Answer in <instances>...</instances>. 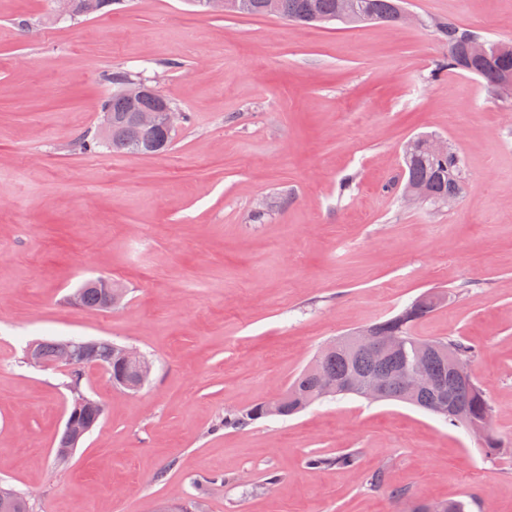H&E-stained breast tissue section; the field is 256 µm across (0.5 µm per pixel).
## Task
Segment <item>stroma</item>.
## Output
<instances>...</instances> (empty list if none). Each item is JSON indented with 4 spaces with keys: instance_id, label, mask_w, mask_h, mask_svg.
I'll return each mask as SVG.
<instances>
[{
    "instance_id": "obj_1",
    "label": "stroma",
    "mask_w": 512,
    "mask_h": 512,
    "mask_svg": "<svg viewBox=\"0 0 512 512\" xmlns=\"http://www.w3.org/2000/svg\"><path fill=\"white\" fill-rule=\"evenodd\" d=\"M406 3L409 25L310 27L188 0L58 23L53 0H0V486L33 512H409L467 497L512 512V100L435 69L436 21L512 44V0ZM111 72L150 77L186 113L167 152H72L100 133ZM422 133L462 160L452 207L401 199L402 149ZM99 277L124 286L118 307L68 302ZM425 291L449 300L413 333L475 347L500 458L408 405L356 397L216 430ZM35 339L109 340L154 364L135 393L86 368L104 416L64 468L72 396L65 371L23 363ZM347 448L358 468L305 464ZM379 468L410 499L368 491Z\"/></svg>"
}]
</instances>
